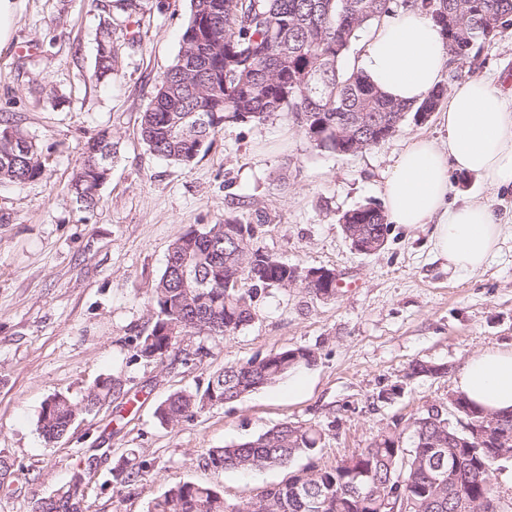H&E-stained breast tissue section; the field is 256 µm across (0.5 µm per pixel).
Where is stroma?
<instances>
[{
	"instance_id": "35a3bbf8",
	"label": "stroma",
	"mask_w": 512,
	"mask_h": 512,
	"mask_svg": "<svg viewBox=\"0 0 512 512\" xmlns=\"http://www.w3.org/2000/svg\"><path fill=\"white\" fill-rule=\"evenodd\" d=\"M190 0H141L117 75L88 74L100 13L93 0H17L14 33L0 49V118L33 137L47 177L0 184V455L14 475L0 487V512H32L36 497L92 465L84 512H148L169 486L195 482L237 503L288 479L280 468L219 470L208 452L251 439L285 421L326 431L318 463L337 465L444 404L475 352L512 348V187L490 192L451 172V198L489 200L509 229L498 253L473 275L449 271L430 243V226H391L375 254L353 250L338 222L350 209L383 206L381 185L409 136L447 137L438 113L352 155L316 148L290 115L224 127L204 156L184 166L155 157L139 133L140 115L180 49ZM512 80V30L476 43L448 64V82ZM110 130L119 156L93 210L70 182L82 144ZM262 250L305 268L333 270L341 287L316 300L302 287L272 290L255 319L220 340L187 337L189 363L132 359L129 341L153 325L148 299L180 233L225 215L249 222L255 210ZM313 352L312 365L240 401L207 408L171 427L156 406L183 389H202L224 366L280 349ZM442 367L413 377V362ZM117 377L127 398L106 397L79 415L62 438L38 426L44 403L81 400ZM148 461L137 481L118 483L119 460Z\"/></svg>"
}]
</instances>
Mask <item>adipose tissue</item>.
Here are the masks:
<instances>
[{"instance_id": "adipose-tissue-1", "label": "adipose tissue", "mask_w": 512, "mask_h": 512, "mask_svg": "<svg viewBox=\"0 0 512 512\" xmlns=\"http://www.w3.org/2000/svg\"><path fill=\"white\" fill-rule=\"evenodd\" d=\"M447 60L431 14L410 5L373 27L359 66L381 92L401 103L421 102L447 85L441 114L446 141L410 137L381 193L388 223L408 231L431 225L435 253L449 270L468 274L496 253L505 226L485 201H449L450 173L475 176L492 190L512 185V98L485 79L445 84ZM455 389L486 411H512V349L474 353Z\"/></svg>"}]
</instances>
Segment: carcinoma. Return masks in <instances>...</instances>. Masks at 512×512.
Here are the masks:
<instances>
[{"instance_id": "cac0c4a2", "label": "carcinoma", "mask_w": 512, "mask_h": 512, "mask_svg": "<svg viewBox=\"0 0 512 512\" xmlns=\"http://www.w3.org/2000/svg\"><path fill=\"white\" fill-rule=\"evenodd\" d=\"M440 24L450 61L469 56L474 44L487 39L489 21L494 35L512 29V0H420ZM396 0H191L174 63L156 86L141 114L140 135L155 155L175 163L193 162L226 124H263L286 112L315 147L345 154V144L357 150L381 142V129L400 131L408 113L438 109L448 88L443 84L416 105L394 102L379 92L364 72L348 63L361 34L394 13ZM447 12L455 29L441 24ZM112 18L99 25L97 54L90 79L118 73V49ZM118 142L107 129L98 131L81 148V163L70 188L86 209L100 200L93 166L117 156ZM46 164L42 148L11 122L0 120V183L24 185L42 178ZM341 224H360L369 237L388 231L385 212L369 205L342 214ZM258 225L233 216L178 234L169 246L163 273L149 304L155 320L151 331L132 340V357L147 350L164 358L179 339L234 336L257 316L258 305L287 278L314 299H330L336 286L321 281L304 284L306 269L289 264L256 246ZM306 348L272 351L244 364L224 367L202 391H177L156 407L159 421L175 427L202 413L209 404L235 402L273 385L310 365ZM122 393L118 378L90 390L82 400L54 396L43 406L39 428L48 441L65 435L72 419L92 411L106 394ZM468 422L491 426L495 413L472 405L458 395ZM421 411L414 417L413 444L400 445L397 435L383 432L361 451L334 467L314 463L322 450L324 428L286 421L249 440L213 448L208 461L216 468L243 473L268 467H288L296 459L313 460L308 474L295 475L269 488L266 512H378L376 502L407 501V512H455L454 499L467 500V512H482V499L494 494L491 476L501 461L512 460V444L504 455L482 449L472 452L466 468L454 469L455 438L467 433L448 424V414L435 422ZM146 463L123 461L116 477L130 483ZM78 485H63L38 497L33 512H73ZM252 500L231 504L215 489L192 482L175 484L151 505V512H252Z\"/></svg>"}]
</instances>
